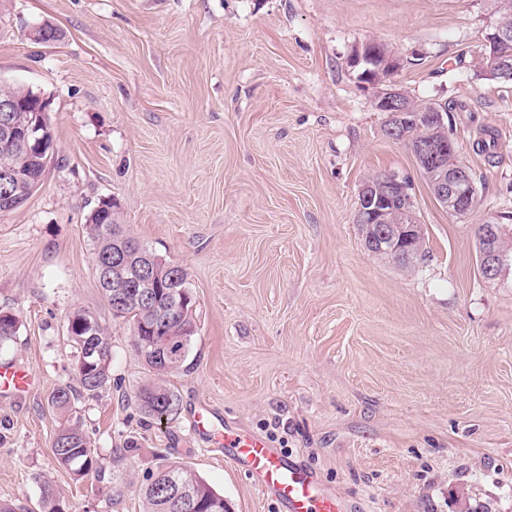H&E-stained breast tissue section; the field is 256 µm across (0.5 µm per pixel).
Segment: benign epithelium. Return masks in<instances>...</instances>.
I'll return each mask as SVG.
<instances>
[{
    "instance_id": "1",
    "label": "benign epithelium",
    "mask_w": 512,
    "mask_h": 512,
    "mask_svg": "<svg viewBox=\"0 0 512 512\" xmlns=\"http://www.w3.org/2000/svg\"><path fill=\"white\" fill-rule=\"evenodd\" d=\"M380 53L383 54V62L368 83L373 90V106L380 112L398 117L402 123L409 118L428 123L429 135L407 142L419 171L433 175L430 182L433 196L449 213L456 214L464 208H473L478 199L474 181L458 161L448 165V157L455 156L452 140L436 136L435 128L445 125L446 116L438 102L430 104L428 112L423 114L411 110L406 91L391 81L400 68V59L381 42L371 40L363 43L351 56L349 63L353 66L366 56L376 57ZM483 72L490 79H512V59L493 54L483 63ZM0 130L9 140L29 148V131L20 127L19 122L6 118L0 121ZM407 190L408 185L396 174L367 179L359 187L355 212V223L372 226L370 252L384 255L402 265L414 264L419 258V254L411 248L418 220L413 198L407 194ZM496 234L494 221H487L478 228V236L484 242L481 271L487 280L498 277L497 271L505 261L504 253L495 248Z\"/></svg>"
}]
</instances>
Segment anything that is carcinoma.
Listing matches in <instances>:
<instances>
[{
  "label": "carcinoma",
  "instance_id": "obj_1",
  "mask_svg": "<svg viewBox=\"0 0 512 512\" xmlns=\"http://www.w3.org/2000/svg\"><path fill=\"white\" fill-rule=\"evenodd\" d=\"M17 117L22 124L41 125L40 133L46 144H51L52 135L42 113L19 112ZM42 159L44 156L34 149L21 152L8 146L0 148V168L5 165L15 168L20 178L30 185L44 170ZM87 227L103 298L111 310L114 303H120L119 312L112 314V320L129 328L133 350L148 371V378L135 392V401L143 414L159 420L169 419L177 411L178 398L164 384V377L183 365L195 332L186 275L131 233L128 225L121 222L119 204L110 196L98 199L88 216ZM115 256L121 259L118 267L112 265ZM149 260L155 269V278L150 300L145 302L128 285ZM68 326L76 358L86 360L87 370L79 379V387L62 386L52 394L50 403L59 410L69 409L81 397L96 396L111 383L112 341L108 328L94 312L82 308L68 318ZM20 328L15 314L0 310V344L13 340ZM139 451L138 442L132 438L125 442V447L114 449L112 471H119ZM52 453L57 464L78 480L103 470L98 454L90 448L88 437L76 422L58 430ZM175 480L187 486L195 512H224V495L216 492L194 470L164 457L156 458L139 485L143 512H175L172 503ZM37 482L41 490V512H67L66 503L52 481L39 477Z\"/></svg>",
  "mask_w": 512,
  "mask_h": 512
}]
</instances>
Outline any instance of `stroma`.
Here are the masks:
<instances>
[{
  "label": "stroma",
  "instance_id": "obj_1",
  "mask_svg": "<svg viewBox=\"0 0 512 512\" xmlns=\"http://www.w3.org/2000/svg\"><path fill=\"white\" fill-rule=\"evenodd\" d=\"M488 0H0V86L48 104L52 159L37 191L0 213V308L21 323L0 364L36 386L0 398V503L36 512L37 476L68 512H141L155 454L194 469L230 512H279L192 428L198 402L316 471L347 512H512V260L494 280L475 227L512 230V83L480 66ZM50 23L57 40H33ZM376 39L402 56L411 95L459 104L448 134L479 191L442 208L388 113L347 65ZM496 136L494 157L476 149ZM412 183L424 261L369 253L353 217L369 176ZM187 277L196 333L166 383L160 422L134 401L147 372L113 323L86 219L103 196ZM108 324L112 383L68 412L76 385L67 318ZM78 422L111 478L74 480L52 454Z\"/></svg>",
  "mask_w": 512,
  "mask_h": 512
}]
</instances>
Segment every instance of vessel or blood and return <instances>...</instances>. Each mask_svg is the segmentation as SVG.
Listing matches in <instances>:
<instances>
[{
    "instance_id": "vessel-or-blood-1",
    "label": "vessel or blood",
    "mask_w": 512,
    "mask_h": 512,
    "mask_svg": "<svg viewBox=\"0 0 512 512\" xmlns=\"http://www.w3.org/2000/svg\"><path fill=\"white\" fill-rule=\"evenodd\" d=\"M33 385L26 368L0 365V397H23ZM193 429L210 445L227 448L229 460L244 470L259 490L274 498L282 512H344L342 503L315 471L289 459L266 439L238 433L208 405L198 406Z\"/></svg>"
}]
</instances>
